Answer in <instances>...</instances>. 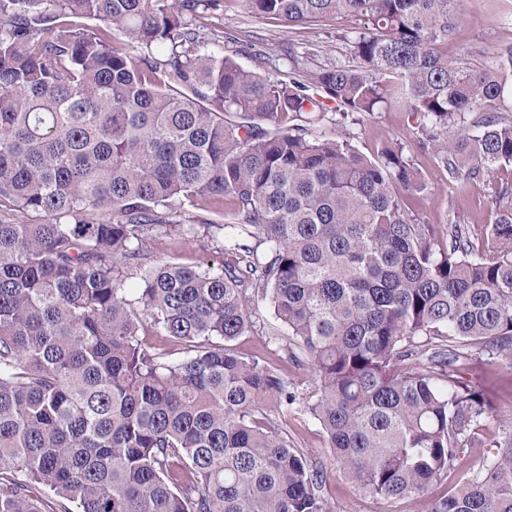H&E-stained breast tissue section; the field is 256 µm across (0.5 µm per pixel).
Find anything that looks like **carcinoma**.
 I'll return each instance as SVG.
<instances>
[{
	"label": "carcinoma",
	"instance_id": "cac0c4a2",
	"mask_svg": "<svg viewBox=\"0 0 512 512\" xmlns=\"http://www.w3.org/2000/svg\"><path fill=\"white\" fill-rule=\"evenodd\" d=\"M213 2L0 0V212L43 214L0 220V512H45L37 487L77 512H331L292 410L385 501L491 448L429 512H512V424L480 437L491 404L463 380L475 356L512 365V186L491 246L466 224L441 246L393 190L424 189L405 146L371 160L300 123L375 112L392 75L413 147L481 180L512 166V45L484 68L448 62L451 0H239L288 26L369 20L355 64L270 79L198 50L189 17ZM174 202L231 223L187 224ZM172 233L220 238L231 260L144 267ZM250 290L312 393L237 349Z\"/></svg>",
	"mask_w": 512,
	"mask_h": 512
}]
</instances>
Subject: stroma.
I'll return each mask as SVG.
<instances>
[{
	"label": "stroma",
	"instance_id": "stroma-1",
	"mask_svg": "<svg viewBox=\"0 0 512 512\" xmlns=\"http://www.w3.org/2000/svg\"><path fill=\"white\" fill-rule=\"evenodd\" d=\"M456 30L440 51L449 61H465L474 66L488 64L496 49L512 44V0H459L455 4ZM192 23L201 36L200 47L206 52L234 57L246 70L276 78L288 73L291 59H298L301 70L310 71L330 64L353 61L348 40L337 38V28L347 27V20H333L301 26H284L242 10L236 0H220L218 6L199 10ZM416 123L402 107L387 105L374 114H357L341 127L324 124L330 137L347 138L367 158H377L388 146L410 147L411 163L419 172L425 188L416 194L402 193V207L419 224H466L476 238H484L485 228L495 206L497 185L512 184V168L495 171L485 180L460 184L450 181L431 153L412 149ZM152 262H166L207 268L225 260L218 243L206 237L187 238L173 235L150 244ZM254 329L240 338L239 347L273 363H281L283 351L270 337L277 321L269 303L249 300ZM469 385L481 391L493 407L488 428H498L512 421V366L481 356L464 370ZM288 439L292 447L313 462L325 465L327 479L323 494L333 512H428L433 498L459 488L477 469L485 449L469 448L459 466L447 480L432 486L426 497L401 498L384 503L358 489L340 473L334 463L326 437L311 416L288 419Z\"/></svg>",
	"mask_w": 512,
	"mask_h": 512
}]
</instances>
